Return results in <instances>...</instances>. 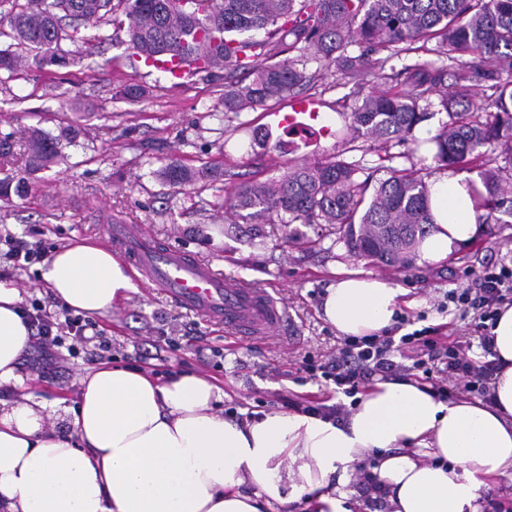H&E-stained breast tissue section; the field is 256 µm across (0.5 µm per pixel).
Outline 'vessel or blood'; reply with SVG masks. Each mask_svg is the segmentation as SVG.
I'll return each mask as SVG.
<instances>
[{"label":"vessel or blood","instance_id":"1","mask_svg":"<svg viewBox=\"0 0 512 512\" xmlns=\"http://www.w3.org/2000/svg\"><path fill=\"white\" fill-rule=\"evenodd\" d=\"M321 111L310 98L291 101L288 111L270 113L281 129L304 131ZM108 241L122 252L139 280L160 288L179 308L223 325L242 338L278 336L285 332L288 312L276 295L244 283H233L209 263L184 252L161 247L141 227L111 224Z\"/></svg>","mask_w":512,"mask_h":512}]
</instances>
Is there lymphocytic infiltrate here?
I'll return each instance as SVG.
<instances>
[{
	"label": "lymphocytic infiltrate",
	"mask_w": 512,
	"mask_h": 512,
	"mask_svg": "<svg viewBox=\"0 0 512 512\" xmlns=\"http://www.w3.org/2000/svg\"><path fill=\"white\" fill-rule=\"evenodd\" d=\"M46 255L42 241L12 234L0 237V257L9 264L5 276L28 270ZM447 299L462 317L472 320L480 334V347L488 355L493 347L492 330L498 310L512 305V266L484 268L475 276L473 286L450 290ZM23 314L31 329L25 366L41 376L57 375L65 353L88 362L112 357V341L104 330L69 309L57 310L47 300L33 298L24 305ZM302 369L310 378L332 381L347 395L362 392L373 376L388 374L397 378L411 376L420 383L432 384L435 392L444 397L448 389L437 384V372L447 373L459 390L485 395L497 365L488 358L482 361L475 357L470 343L427 328L399 337H349L333 359L320 364L307 359Z\"/></svg>",
	"instance_id": "obj_1"
}]
</instances>
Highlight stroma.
I'll return each mask as SVG.
<instances>
[{
	"mask_svg": "<svg viewBox=\"0 0 512 512\" xmlns=\"http://www.w3.org/2000/svg\"><path fill=\"white\" fill-rule=\"evenodd\" d=\"M125 34L103 23L81 26L68 43L75 64L39 68L32 52L20 51L11 78L0 81V134L12 137L8 163L0 178L25 169L31 129L53 135L70 124L80 126L72 144L61 147L62 159L32 174L35 188L24 198L0 202V232L18 236L40 231L54 248L76 241L99 242L104 218L144 225L159 242L183 249L212 264L225 276L280 295L294 325V337L240 340L201 316L180 309L161 292L136 283L125 299L96 316L112 339L113 363L140 367V355L158 347L151 368L200 374L223 393L218 412L235 408L238 416L279 411L277 395L314 397L333 392L334 403L349 407L351 399L335 391L333 382L306 378L304 360L327 361L343 341L326 322L322 300L341 270H363L406 288L410 318L402 333L427 326L469 339L473 328L458 312L440 310L449 290L470 284L483 266L512 261V224L486 225L472 244L435 263L417 261L398 270L349 256L326 224H236L224 222L225 189L255 178L280 179L297 164L341 155L359 164L363 174L380 178L379 143L341 131L336 113L354 104L355 85L336 69L308 59L311 82L304 98L321 104V114L306 140L266 126L264 109L228 112L224 80L193 75L172 81L130 61ZM139 85L140 98H125L121 89ZM82 103L74 114L72 103ZM177 161L193 167L223 168L224 179L201 187L171 188L156 173ZM297 234V241L285 238ZM223 350L220 364L206 362L211 349ZM91 363L64 357L57 377L30 374L26 392L45 398L74 400L79 376Z\"/></svg>",
	"mask_w": 512,
	"mask_h": 512,
	"instance_id": "stroma-1",
	"label": "stroma"
}]
</instances>
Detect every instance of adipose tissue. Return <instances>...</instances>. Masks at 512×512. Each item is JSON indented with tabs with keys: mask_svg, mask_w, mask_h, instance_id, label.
I'll return each mask as SVG.
<instances>
[{
	"mask_svg": "<svg viewBox=\"0 0 512 512\" xmlns=\"http://www.w3.org/2000/svg\"><path fill=\"white\" fill-rule=\"evenodd\" d=\"M429 210L419 248L428 262L482 232L464 177L433 176ZM41 278L78 314L108 311L133 288L110 250L83 241L57 250ZM404 294L351 271L328 287L324 318L343 336L377 334ZM21 304L19 289L0 281L8 390L25 383L31 331ZM493 334L488 401H446L409 381L379 380L341 419L280 412L237 422L216 412L222 392L203 376L161 381L108 363L80 378L74 405L30 393L0 399V512H270L301 495L311 512H348V473L372 454L389 512H483L481 486L512 473V305L500 308ZM59 411L71 429L47 426Z\"/></svg>",
	"mask_w": 512,
	"mask_h": 512,
	"instance_id": "obj_1",
	"label": "adipose tissue"
}]
</instances>
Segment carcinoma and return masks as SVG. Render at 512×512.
Here are the masks:
<instances>
[{
	"label": "carcinoma",
	"instance_id": "carcinoma-1",
	"mask_svg": "<svg viewBox=\"0 0 512 512\" xmlns=\"http://www.w3.org/2000/svg\"><path fill=\"white\" fill-rule=\"evenodd\" d=\"M0 26L18 48L36 51L40 67L66 66L71 54L62 43L75 41L82 24L95 20L125 32L132 56L147 67L170 56L200 61L195 73L224 69V109L269 107L311 80L304 68L310 54L352 80L371 75L380 86L349 111L338 112L347 129L370 136L389 150L415 144L410 166L385 167L375 182L358 177L359 166L339 156L302 163L280 180L249 182L225 191L224 220L262 224L277 214L281 224H331L338 241L358 259L389 267L410 265L431 216L420 151L446 171L481 167L480 181H467L486 212L485 220L512 218V195L503 183L512 167L491 166L479 148L493 142L512 155V0H0ZM363 50L351 55L348 48ZM445 58L439 63L428 58ZM415 56L397 70L392 61ZM19 55L0 49V72L12 75ZM485 84L494 120L474 112L473 86ZM448 114L430 140L414 138L418 125ZM71 126L52 137L30 131L27 172L59 157L62 140L74 141ZM163 184H213L223 173L172 162L158 171ZM24 176L0 180V199L26 197Z\"/></svg>",
	"mask_w": 512,
	"mask_h": 512
}]
</instances>
